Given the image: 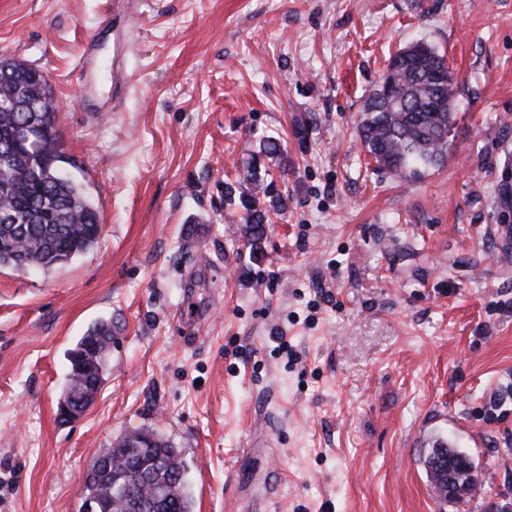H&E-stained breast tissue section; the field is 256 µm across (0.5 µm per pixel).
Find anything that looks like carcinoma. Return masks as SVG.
I'll list each match as a JSON object with an SVG mask.
<instances>
[{
    "mask_svg": "<svg viewBox=\"0 0 512 512\" xmlns=\"http://www.w3.org/2000/svg\"><path fill=\"white\" fill-rule=\"evenodd\" d=\"M446 56L417 42L391 55L382 81L366 102L359 137L380 168L394 176L414 179L440 164L448 154L453 128L452 103L457 94L455 73ZM56 95L44 72L25 63L0 60V267L17 271L50 270L82 254L98 242L100 215L84 184L65 174L62 142L55 125ZM280 152L278 141L265 137L259 151L245 162V181L224 184V200L241 211V223L252 256L259 258L270 213L285 209L286 198L261 175L262 158ZM88 335L101 338V354L87 363L85 378L97 390L103 382L112 324L101 322ZM144 465L156 485L168 490L162 512H192L186 466L180 453L153 431ZM129 432L93 460L85 486L86 512H138L136 502L119 499L114 489L139 481V449ZM432 484L447 480L456 498L476 482L474 464L462 449L434 441L424 456Z\"/></svg>",
    "mask_w": 512,
    "mask_h": 512,
    "instance_id": "obj_1",
    "label": "carcinoma"
}]
</instances>
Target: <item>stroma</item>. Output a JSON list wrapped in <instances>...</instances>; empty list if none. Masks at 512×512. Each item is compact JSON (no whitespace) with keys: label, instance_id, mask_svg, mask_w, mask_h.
<instances>
[{"label":"stroma","instance_id":"35a3bbf8","mask_svg":"<svg viewBox=\"0 0 512 512\" xmlns=\"http://www.w3.org/2000/svg\"><path fill=\"white\" fill-rule=\"evenodd\" d=\"M129 81L78 82L88 34ZM445 52L451 146L413 180L356 133L397 48ZM45 71L102 232L0 268V512H85L133 430L178 448L193 512H512V0H0V59ZM287 207L253 258L224 185L263 137ZM112 324L60 422L68 352ZM285 337L288 350L278 347ZM475 494L433 495L435 437ZM88 335L101 338V354L87 363L85 378L90 381L96 393L103 382V374L106 365L107 349L112 341V324L101 322L94 326Z\"/></svg>","mask_w":512,"mask_h":512}]
</instances>
